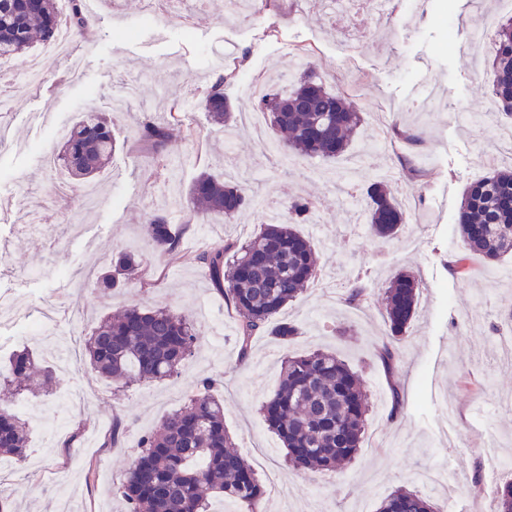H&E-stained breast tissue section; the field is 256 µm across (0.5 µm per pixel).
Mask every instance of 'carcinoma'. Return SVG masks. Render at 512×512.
Here are the masks:
<instances>
[{"label":"carcinoma","mask_w":512,"mask_h":512,"mask_svg":"<svg viewBox=\"0 0 512 512\" xmlns=\"http://www.w3.org/2000/svg\"><path fill=\"white\" fill-rule=\"evenodd\" d=\"M71 2L73 34L85 39L94 20L83 10L82 0ZM58 22V0H0V57L24 54L37 41L50 40ZM492 72L498 107L504 118L512 119V17L496 32ZM223 85L221 76L204 104L211 120L221 126L233 112L232 104L220 92ZM252 107L269 116L272 128L289 133L277 143V149L295 158L328 160L344 155L352 147V134L364 122L363 113L341 93L309 76L290 91L263 93L252 101ZM167 112L169 119L163 123L144 117L134 150L158 152L176 138L185 142L195 138V131L178 119V96L170 98ZM116 147L109 121L89 110L64 136L58 159L73 178L84 179L101 172ZM189 193L201 218L219 215L226 224L236 222L247 205L243 186L208 173L194 180ZM367 197L372 234L384 240L397 238L408 216L391 180L378 177L368 187ZM315 212L310 199L297 198L288 204L287 214L267 224L244 245L226 242L195 256L237 312L243 361L255 335L272 336L284 345L301 335L297 323H276L274 317L317 277L315 245L296 230V225L310 223ZM144 231L158 258L178 254L179 240L166 216L147 213ZM457 232L461 251L450 264L455 274L466 272L465 258L470 255L495 262L512 254V168L494 169L470 184L459 208ZM139 267L134 254L120 250L114 273L102 278L103 287L114 288L122 280L135 279ZM372 291L369 281L352 280L346 285L343 302L361 309ZM418 298L419 280L409 271L397 272L383 288L389 340L382 344L378 356L390 377L399 365L398 343L416 316ZM199 344L191 317L165 308L130 305L92 328L86 355L91 368L103 378L162 380L177 374ZM19 379L30 382L31 391L45 392L53 386L54 373L23 350L15 354L9 367H0L1 384L10 386ZM261 411L286 450L289 465L339 476L361 447L368 394L360 373L336 355L315 350L284 358L277 389ZM28 443L26 423L1 402L0 456L22 461ZM140 448L119 487L130 512H211L214 500L231 501L246 512H261L260 481L228 436L224 405L210 382H199L183 407L142 437ZM378 512L437 510L428 498L401 486L382 499ZM494 512H512V480L495 496Z\"/></svg>","instance_id":"obj_1"}]
</instances>
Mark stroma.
Masks as SVG:
<instances>
[{
	"label": "stroma",
	"instance_id": "35a3bbf8",
	"mask_svg": "<svg viewBox=\"0 0 512 512\" xmlns=\"http://www.w3.org/2000/svg\"><path fill=\"white\" fill-rule=\"evenodd\" d=\"M224 2L180 0L146 25L140 0H108L95 10L88 38L71 42L70 61L44 57L37 85L24 78L32 53L12 59L17 91L0 109V302L11 307L0 319V366L25 349L39 356L52 350L53 342L32 340L28 331L48 310L57 336H66L73 299L85 309L80 338L100 318L140 304L191 316L201 343L164 380L112 383L84 361L76 373L56 371L49 394L12 395V404L24 407L30 452L0 476V490L15 512H62L72 486L81 497L78 512H126L112 489L141 437L207 379L224 401V425L238 452L266 489L263 512H376L400 486L420 491L439 512H490L500 482L488 463L489 438L498 441L501 457L512 459V364L503 363L492 335L499 312L512 307V288L500 285L512 261L492 265L472 257L466 277L452 274L447 262L458 251L455 219L466 188L492 165H512V143L492 138L503 122L491 95L494 41L470 49L497 0H425L418 9L392 0L384 15L363 14L357 4L330 13L317 0H263L247 19ZM221 72L236 110L225 128L212 124L204 107ZM249 74L283 90L310 75L347 95L365 117L351 151L333 161L303 159L291 170L258 153L241 117L251 102L239 80ZM134 79L140 93L132 106L112 111L113 98ZM174 93L195 140L174 142L158 155L130 152L143 115L164 119ZM382 103L392 120L423 131L424 143L413 147L380 135L375 113ZM90 106L106 115L120 147L91 178L98 202L88 210L79 198H54L52 187L67 173L50 170L45 156L58 151L56 129ZM407 152L418 172L402 164ZM229 164L250 178L249 205L229 226L219 216L196 219L192 182L203 172L224 177ZM315 167L331 173L332 186L309 177ZM386 172L410 216L398 239L380 244L367 224L366 190ZM297 197L317 208V221L298 230L317 246L319 278L279 317L299 323L302 334L286 346L255 337L246 362H239L236 313L193 256L228 237L249 240L267 222L263 204L284 209ZM149 212L165 214L180 232L182 257L157 261L143 231ZM36 215L44 232L28 229ZM117 249L140 256L139 276L115 290L98 288ZM401 270L418 276L419 305L390 379L377 357L388 334L380 301L387 279ZM359 275L374 292L357 313L342 295L344 281ZM476 309L487 324L474 331L465 319ZM318 348L361 372L369 394L367 438L338 477L290 467L260 411L278 386L284 356ZM393 380L407 406L395 416ZM116 419L126 431L108 448ZM439 469L451 476V489L419 483V474Z\"/></svg>",
	"mask_w": 512,
	"mask_h": 512
}]
</instances>
